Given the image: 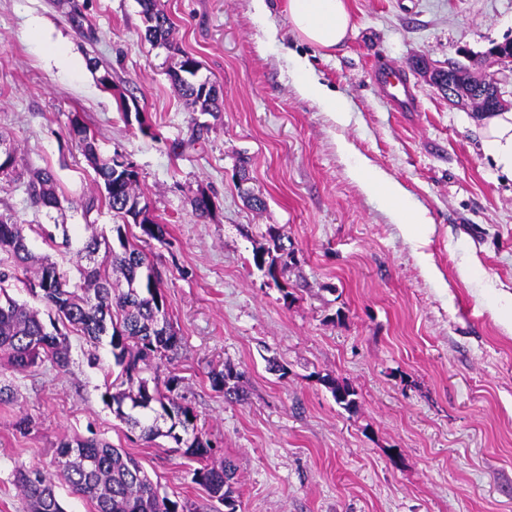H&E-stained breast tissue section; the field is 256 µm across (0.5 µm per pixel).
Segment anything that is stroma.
Wrapping results in <instances>:
<instances>
[{
	"instance_id": "35a3bbf8",
	"label": "stroma",
	"mask_w": 512,
	"mask_h": 512,
	"mask_svg": "<svg viewBox=\"0 0 512 512\" xmlns=\"http://www.w3.org/2000/svg\"><path fill=\"white\" fill-rule=\"evenodd\" d=\"M285 2L268 0L258 19L249 0H156L176 26L171 50L145 39L139 0H0V127L19 166L53 169L62 199L34 207L0 175V212L111 237V212L85 208L97 174L68 135L72 113L101 156L133 162L168 226L143 250L181 338L157 374L180 377L199 436L235 464L237 512H512V179L470 107L411 68L512 40V0H350L353 28L329 52L297 38ZM185 52L220 87V108L186 110L168 76ZM292 54L343 95L349 124L297 93ZM378 63L407 70L418 111H393L371 80ZM123 101L139 117L124 118ZM343 139L431 223H392L352 176ZM242 161L264 210L242 197ZM203 193L215 203L204 219L192 206ZM271 225L294 251L284 283L253 262ZM69 345L64 372L0 366L17 394L0 406V512H26L19 468L49 469L61 439L92 436L137 458L188 512H227L169 438L145 440L116 416L108 343L73 333ZM272 358L286 373L269 371ZM226 367L245 402L212 386ZM325 375L356 391V410ZM321 382L329 389H331L337 404H339L342 408L350 411L356 407V399L354 398L356 393L354 389L347 385H340L336 383V381L329 376L322 377Z\"/></svg>"
}]
</instances>
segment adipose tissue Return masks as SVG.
Instances as JSON below:
<instances>
[{
	"label": "adipose tissue",
	"mask_w": 512,
	"mask_h": 512,
	"mask_svg": "<svg viewBox=\"0 0 512 512\" xmlns=\"http://www.w3.org/2000/svg\"><path fill=\"white\" fill-rule=\"evenodd\" d=\"M286 10L298 38L321 50L335 49L346 39L351 27L348 0H287ZM291 62L297 74V92L330 112L337 124H347L349 110L344 98L320 82L307 59L295 56ZM474 118L483 124L487 154L495 167L512 177V113L478 112ZM338 149L344 156L353 158L352 174L367 194L383 201L394 223H429L427 211L408 201L404 188L397 180L367 158L357 156L348 141H340Z\"/></svg>",
	"instance_id": "ef3b65f1"
}]
</instances>
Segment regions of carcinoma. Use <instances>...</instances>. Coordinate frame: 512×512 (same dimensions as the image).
Segmentation results:
<instances>
[{
    "label": "carcinoma",
    "instance_id": "1",
    "mask_svg": "<svg viewBox=\"0 0 512 512\" xmlns=\"http://www.w3.org/2000/svg\"><path fill=\"white\" fill-rule=\"evenodd\" d=\"M145 24V38L155 44L176 47V28L171 18L156 8L155 0H139ZM199 62L181 53L179 68L169 73L179 88L184 105L191 112H207L218 105L216 85L197 79ZM70 133L78 138L85 156L101 179L94 201L106 207L121 223L112 227L118 247L107 248L101 259L97 237L90 236L78 251L80 258L93 263L80 270L74 279L57 263L32 255L26 230L31 225L12 213L0 212V357L14 371L21 372L48 361L64 371L70 362L67 329L72 328L96 345L109 338L113 366L119 369V389L110 395L118 418L140 428L146 440L165 436L173 440L183 457L201 463L193 470V480L211 497L236 512L235 468L229 461L218 466L207 463L212 447L193 432L194 415L173 396L179 379L168 378L165 389L149 386L141 377L144 366L153 359L164 360L174 351L180 338L167 317L162 279L147 261L140 242L148 238L166 240L167 225L149 217L148 206L136 193L138 172L128 159L116 154L102 159L96 152L94 137L79 115L70 118ZM29 200L46 209H60L61 199L55 173L44 168L24 182ZM136 226L141 235L129 234ZM41 234L54 246H70L68 225L54 229L40 227ZM62 241H56V233ZM265 244L253 254L255 265L268 275L288 273L293 252L283 235L269 227ZM19 281L29 288L48 313L45 323L39 310L20 303L8 293L9 283ZM239 374L227 367L211 376L212 385L224 390V398L243 400L237 385ZM326 385L342 408L356 407V393L329 377ZM170 422L161 431L158 420ZM54 471L20 469L16 486L27 501L28 512H65L57 493L63 482L73 493L90 500L94 512H180V504L159 494L139 461L111 443L97 439H63L53 460Z\"/></svg>",
    "mask_w": 512,
    "mask_h": 512
}]
</instances>
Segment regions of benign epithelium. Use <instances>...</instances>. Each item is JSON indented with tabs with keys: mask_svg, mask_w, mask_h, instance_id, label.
<instances>
[{
	"mask_svg": "<svg viewBox=\"0 0 512 512\" xmlns=\"http://www.w3.org/2000/svg\"><path fill=\"white\" fill-rule=\"evenodd\" d=\"M512 62V49H496L485 54L482 72L462 71L458 65H448V83L437 88L448 97V101L459 104L467 102L475 112H495L505 107L504 96L508 91L491 72V68L503 62Z\"/></svg>",
	"mask_w": 512,
	"mask_h": 512,
	"instance_id": "1",
	"label": "benign epithelium"
}]
</instances>
